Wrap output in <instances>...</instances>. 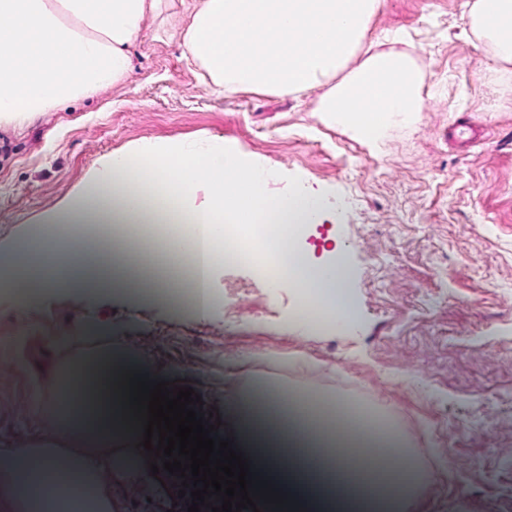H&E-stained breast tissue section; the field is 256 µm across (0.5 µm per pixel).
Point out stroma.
I'll return each instance as SVG.
<instances>
[{"instance_id":"1","label":"stroma","mask_w":512,"mask_h":512,"mask_svg":"<svg viewBox=\"0 0 512 512\" xmlns=\"http://www.w3.org/2000/svg\"><path fill=\"white\" fill-rule=\"evenodd\" d=\"M468 0H383L348 66L376 50L425 73L423 110L378 147L318 112L321 89L214 97L183 56L179 0L146 17L123 83L18 130H0V241L39 219L97 160L136 143L236 145L336 208L296 239L313 263L342 261L355 317L316 332L289 283L246 262L216 266L205 317L122 292H52L20 310L0 296V419L46 393L74 339L176 363L172 382L224 410L221 354L305 352V385L387 411L435 480L410 512H512V63L465 31ZM402 41H392L393 33Z\"/></svg>"}]
</instances>
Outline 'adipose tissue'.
<instances>
[{
    "mask_svg": "<svg viewBox=\"0 0 512 512\" xmlns=\"http://www.w3.org/2000/svg\"><path fill=\"white\" fill-rule=\"evenodd\" d=\"M382 0H181L189 23L182 31L185 57L217 96L250 90L297 95L323 88L319 109L331 123L349 127L374 146L396 122L422 111L424 73L409 55L380 51L353 71L345 65L361 45ZM167 0H0V127H24L95 97L133 73L131 48L144 39L147 16L161 15ZM470 30L493 57L512 62V0H475ZM273 170L246 160L236 146L203 138L156 142L101 157L74 193L26 231L0 243V294L26 306L58 288H80L87 299L106 290L99 256L47 266L42 258L49 230L71 227L69 246L82 247L91 224H148L178 215L164 252L194 264L198 315L212 303L210 279L225 255L247 252L246 237L228 235L227 224H278L276 257L252 253L260 273L290 281L308 293L331 294L338 312L352 317L343 296L344 265L309 263L296 249L298 228L322 223L327 199L297 186L271 195ZM204 203H197L198 192ZM269 364L309 370L302 353H262ZM254 355L224 360V432L250 469L283 496V508L260 512H404L430 475L394 427L373 410L328 393L293 387L251 371ZM156 379L155 369L108 349L89 351L74 342L63 357L51 395H38L22 422L32 452L12 459L0 477V512H56L76 494L111 512L121 487L150 481L140 448L144 429L126 403L127 375ZM107 399L111 434L66 418L76 403ZM54 421L53 437L75 441V462L62 468L41 450V427ZM136 448L139 463L120 468L114 451ZM36 474L35 484L14 480Z\"/></svg>",
    "mask_w": 512,
    "mask_h": 512,
    "instance_id": "ef3b65f1",
    "label": "adipose tissue"
}]
</instances>
